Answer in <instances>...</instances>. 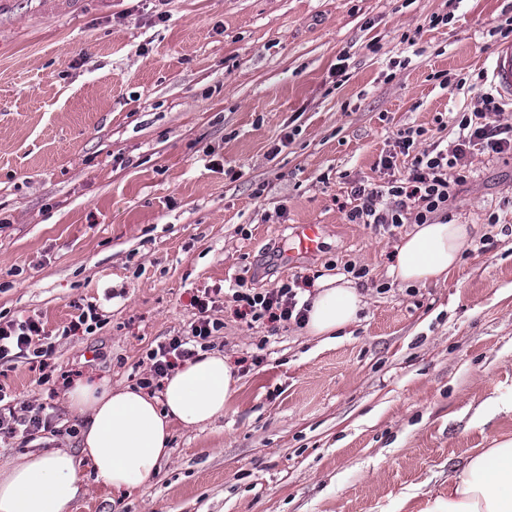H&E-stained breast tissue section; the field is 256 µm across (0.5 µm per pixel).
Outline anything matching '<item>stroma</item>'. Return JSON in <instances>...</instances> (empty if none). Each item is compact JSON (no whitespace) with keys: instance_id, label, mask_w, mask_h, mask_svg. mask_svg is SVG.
<instances>
[{"instance_id":"1","label":"stroma","mask_w":512,"mask_h":512,"mask_svg":"<svg viewBox=\"0 0 512 512\" xmlns=\"http://www.w3.org/2000/svg\"><path fill=\"white\" fill-rule=\"evenodd\" d=\"M507 0H5L0 5V319L40 320L59 380L0 365L77 450L62 376L135 386L187 333L195 295L367 268L366 306L319 344L292 322L211 312L237 392L126 497L70 512H424L477 449L512 438V153L478 154L448 219L471 227L446 281L389 275L404 228L347 223L351 183L401 178L476 111ZM465 80L463 90L440 74ZM394 156L392 169L380 160ZM322 244L292 253L296 225ZM91 332L69 333L82 307Z\"/></svg>"}]
</instances>
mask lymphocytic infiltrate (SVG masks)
Returning a JSON list of instances; mask_svg holds the SVG:
<instances>
[{"mask_svg":"<svg viewBox=\"0 0 512 512\" xmlns=\"http://www.w3.org/2000/svg\"><path fill=\"white\" fill-rule=\"evenodd\" d=\"M480 111L462 115L457 137L443 149L412 152L413 133L398 131L401 153L410 154L407 174L402 179L380 185H352L349 200L343 203L345 218L352 224L400 227L405 224H430L437 214L446 212L454 197L455 184L466 181L473 173L472 158L485 152L503 154L512 151V124L499 122L504 110L501 98L486 92L480 97ZM240 318L269 323L302 324L308 310L298 300L294 282L288 281L264 292L239 287L232 294ZM216 304L215 297H196L198 319L188 335L176 336L161 343L149 354L150 372L138 379L139 387L159 390L161 381L177 363L197 357L199 347L221 328L211 320L208 311ZM44 329L39 320L0 321V364L28 356L37 358L40 383H49L51 347L44 344ZM54 417L45 406L16 407L7 393L0 389V438L21 437L30 442L47 433H54Z\"/></svg>","mask_w":512,"mask_h":512,"instance_id":"f902f5d3","label":"lymphocytic infiltrate"}]
</instances>
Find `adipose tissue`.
<instances>
[{
  "label": "adipose tissue",
  "instance_id": "adipose-tissue-1",
  "mask_svg": "<svg viewBox=\"0 0 512 512\" xmlns=\"http://www.w3.org/2000/svg\"><path fill=\"white\" fill-rule=\"evenodd\" d=\"M470 237L465 224H416L396 248L394 281L424 286L447 279ZM364 296L352 281L328 277L317 284L304 332L328 339L355 323ZM236 392L233 368L223 354L202 352L165 378L160 394L85 379L64 395L81 420L80 449L30 453L0 464V512H68L90 484L124 496L153 481L171 455L174 426L204 427L222 418ZM427 512H512V439L469 458L448 479V494Z\"/></svg>",
  "mask_w": 512,
  "mask_h": 512
}]
</instances>
